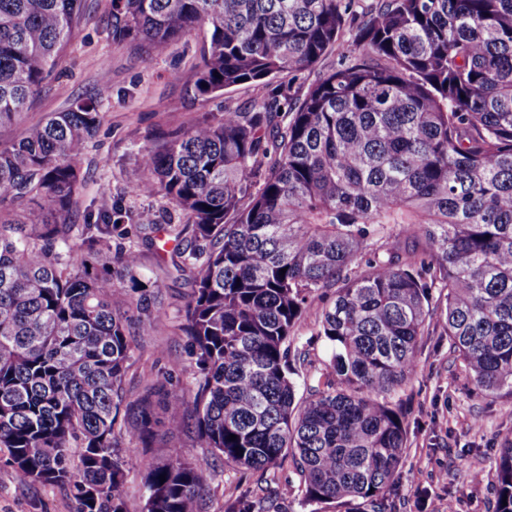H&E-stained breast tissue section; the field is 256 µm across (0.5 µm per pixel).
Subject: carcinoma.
Masks as SVG:
<instances>
[{"instance_id": "1", "label": "carcinoma", "mask_w": 512, "mask_h": 512, "mask_svg": "<svg viewBox=\"0 0 512 512\" xmlns=\"http://www.w3.org/2000/svg\"><path fill=\"white\" fill-rule=\"evenodd\" d=\"M85 2L0 0V129ZM198 30V94L258 96L144 147L130 186L187 217L167 229L191 285V387H150L168 428L211 449L147 463L145 512H204L215 458L266 473L287 451L305 503L384 512L407 462L392 399L424 337H448L475 394L512 392V0H112L114 43L161 50ZM334 48L293 102L278 78ZM102 120L78 99L0 146V455L75 512H127L116 448L148 447L161 424L150 396L123 404L122 383L131 315L142 333L161 320L138 271L162 225L72 221ZM312 310L330 356L323 389L298 401L293 366L309 360L292 328ZM495 475L494 512H512V439Z\"/></svg>"}]
</instances>
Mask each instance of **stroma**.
<instances>
[{
  "label": "stroma",
  "instance_id": "stroma-1",
  "mask_svg": "<svg viewBox=\"0 0 512 512\" xmlns=\"http://www.w3.org/2000/svg\"><path fill=\"white\" fill-rule=\"evenodd\" d=\"M111 25L112 0H87L86 15L58 57L53 78L32 97L20 124L0 130V141L18 138L26 127L63 111L76 99L95 97L104 118L80 163L79 214L119 208L135 219L147 214L162 223H185V216L165 200L130 194L129 184L140 175V150L202 115H217L228 108L251 111L256 92L247 84L217 97L196 92L203 32L147 53L134 45L114 44ZM139 276L157 282L154 298L164 317L147 335L132 339V366L124 380L129 398L141 392L144 372L158 371L170 384L186 387L193 370L178 329L188 285L163 276L157 256L150 252ZM398 397L408 424V459L390 489L386 508L494 512L495 463L503 439L512 435V395L476 396L447 337L436 335L425 339L416 373ZM173 445L190 456L201 453L190 437L164 431L148 451L122 443L119 454L126 462L128 512H142V481L149 457L160 456ZM299 482L289 462L276 475L263 477L219 459L207 479L205 512H227L242 496L258 501L262 512H346L338 503L311 510L296 490ZM0 512H75V504L59 488L19 483L13 471L0 464Z\"/></svg>",
  "mask_w": 512,
  "mask_h": 512
}]
</instances>
